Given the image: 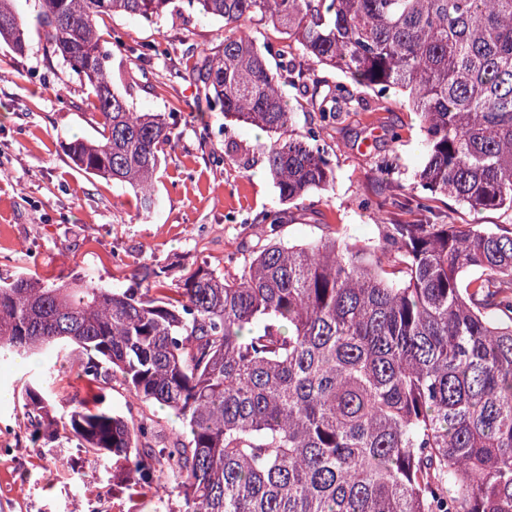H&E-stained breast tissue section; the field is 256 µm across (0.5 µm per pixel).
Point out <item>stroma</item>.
<instances>
[{
  "instance_id": "35a3bbf8",
  "label": "stroma",
  "mask_w": 512,
  "mask_h": 512,
  "mask_svg": "<svg viewBox=\"0 0 512 512\" xmlns=\"http://www.w3.org/2000/svg\"><path fill=\"white\" fill-rule=\"evenodd\" d=\"M103 30L120 32L131 46L170 44L169 58L146 65L132 92L137 111H180L176 146L158 174L159 205L140 215L131 189L72 166L66 144L96 134L88 88L45 54L39 38L21 56L1 44L0 276L31 270L46 278L85 276L116 285L134 266L148 264L166 267L173 286L201 264L221 268L240 248L262 246L253 219L278 205L264 163L268 136L225 120L221 112L195 108L196 88L182 68L190 48L219 43L222 22L192 13L148 25L119 15L106 19ZM353 94L325 134L335 187L291 205L284 241L325 234L372 238L379 222L415 219L394 209L390 198L413 183L423 159L418 118L398 98L380 101L362 87ZM392 129L398 141L390 140ZM204 130L211 135L205 142L199 138ZM388 154L396 167L379 175L378 161ZM435 206V219L444 224L512 226V213L505 210L476 213L442 196ZM32 378L43 380L59 418L72 397L90 394L69 361L38 358L24 367L0 359V442L13 450L0 457V512H167L164 496L113 493L105 462L64 467V460L77 455L65 440L33 445L16 398L23 381ZM108 399L127 417L161 421L163 438L181 430L166 407L134 401L120 385H113Z\"/></svg>"
}]
</instances>
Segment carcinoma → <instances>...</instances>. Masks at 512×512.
<instances>
[{
	"label": "carcinoma",
	"instance_id": "cac0c4a2",
	"mask_svg": "<svg viewBox=\"0 0 512 512\" xmlns=\"http://www.w3.org/2000/svg\"><path fill=\"white\" fill-rule=\"evenodd\" d=\"M0 0V41L24 55L32 33L93 95L97 136L65 147L72 165L130 184L139 210L175 145L177 112H136L129 71L169 54L161 41L105 39L101 22L152 25L176 12L224 21L186 54L198 108L271 135L265 166L280 207L266 244L229 266H200L177 288L139 265L122 285L0 278V348L76 356L89 400L67 418L35 381L18 394L32 442L61 438L168 512H512V228L435 224L439 195L474 212H512V0H38L30 17ZM272 34L257 45L251 26ZM338 71L415 112L425 157L395 205L418 216L376 240L286 243V205L336 183L324 138ZM315 112L297 128L281 86ZM169 408L183 432L106 404L113 379Z\"/></svg>",
	"mask_w": 512,
	"mask_h": 512
}]
</instances>
